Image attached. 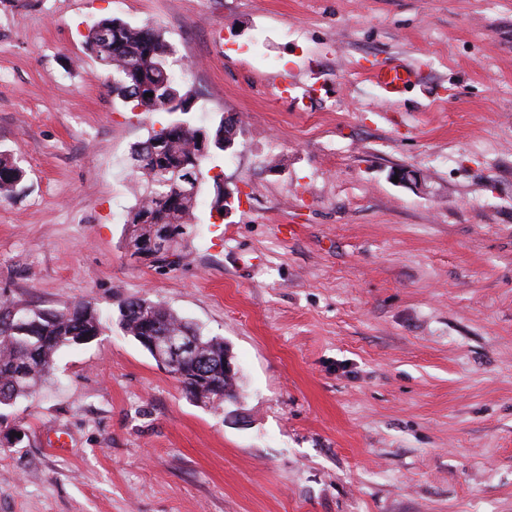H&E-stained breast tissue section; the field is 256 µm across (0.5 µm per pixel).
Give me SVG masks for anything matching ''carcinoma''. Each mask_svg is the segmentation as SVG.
<instances>
[{"instance_id":"cac0c4a2","label":"carcinoma","mask_w":512,"mask_h":512,"mask_svg":"<svg viewBox=\"0 0 512 512\" xmlns=\"http://www.w3.org/2000/svg\"><path fill=\"white\" fill-rule=\"evenodd\" d=\"M92 55L112 75V95L131 109L164 112L172 119L151 129L135 144L130 165L139 177L140 191L127 211L132 227L133 254L151 262H165L160 243L183 251L188 229L198 223V198L205 185V168L233 149L240 121L220 118L213 126H198L192 112L194 93L183 78L160 57L172 54L170 44L153 26H134L119 18L97 21L85 36ZM25 171L9 153L0 152V199L19 190ZM119 328L128 336H151L162 343L168 336L200 341L207 361L185 369V382L204 400L220 402L237 397L235 375H224V340L206 336L166 306L148 298L119 306ZM103 331V321L89 302L69 309L23 307L0 301V405L29 394L52 370L56 353L65 346L92 341Z\"/></svg>"}]
</instances>
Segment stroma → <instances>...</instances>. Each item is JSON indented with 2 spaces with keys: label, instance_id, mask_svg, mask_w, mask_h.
Segmentation results:
<instances>
[{
  "label": "stroma",
  "instance_id": "35a3bbf8",
  "mask_svg": "<svg viewBox=\"0 0 512 512\" xmlns=\"http://www.w3.org/2000/svg\"><path fill=\"white\" fill-rule=\"evenodd\" d=\"M107 17L163 32L195 124L243 120L239 206L202 193L170 264L128 245L165 115L109 91ZM0 151V297L161 302L241 385L195 401L108 323L0 406V512H512V0H0ZM413 69L406 65H396L385 72L370 74V78L380 87L388 92H398L406 83L411 80ZM25 171L9 153L0 152V199L10 198L19 190Z\"/></svg>",
  "mask_w": 512,
  "mask_h": 512
}]
</instances>
